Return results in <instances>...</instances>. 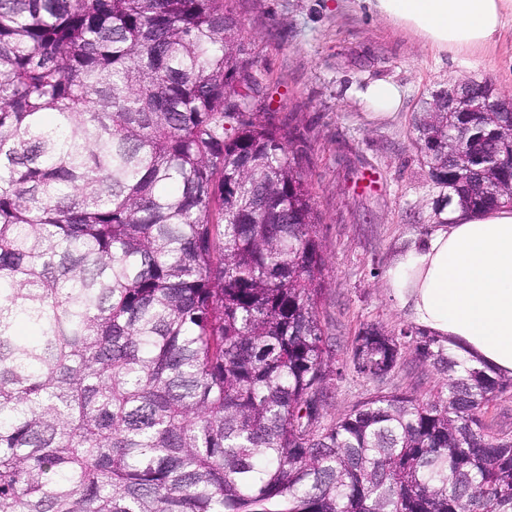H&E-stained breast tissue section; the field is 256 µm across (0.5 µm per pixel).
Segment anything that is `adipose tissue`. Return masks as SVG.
<instances>
[{
	"label": "adipose tissue",
	"instance_id": "adipose-tissue-1",
	"mask_svg": "<svg viewBox=\"0 0 512 512\" xmlns=\"http://www.w3.org/2000/svg\"><path fill=\"white\" fill-rule=\"evenodd\" d=\"M437 51L476 65L507 24L512 0H359ZM384 119L403 91L378 79L360 94ZM386 285L413 323L488 372L512 377V208L456 210L390 263Z\"/></svg>",
	"mask_w": 512,
	"mask_h": 512
}]
</instances>
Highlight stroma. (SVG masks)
I'll return each instance as SVG.
<instances>
[{
    "label": "stroma",
    "instance_id": "stroma-1",
    "mask_svg": "<svg viewBox=\"0 0 512 512\" xmlns=\"http://www.w3.org/2000/svg\"><path fill=\"white\" fill-rule=\"evenodd\" d=\"M253 71L307 152L303 173L319 216L326 290L319 306L340 375L329 384V414L347 413L378 386L349 356L364 325L409 326L385 274L394 254L436 224L440 190L415 145L412 116L451 81H487L512 98V30L472 67L452 63L355 0H230ZM388 79L405 91L401 110L372 118L354 89ZM436 372L406 358L387 390L427 397Z\"/></svg>",
    "mask_w": 512,
    "mask_h": 512
}]
</instances>
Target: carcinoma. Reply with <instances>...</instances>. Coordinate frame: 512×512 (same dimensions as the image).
Returning a JSON list of instances; mask_svg holds the SVG:
<instances>
[{"instance_id":"1","label":"carcinoma","mask_w":512,"mask_h":512,"mask_svg":"<svg viewBox=\"0 0 512 512\" xmlns=\"http://www.w3.org/2000/svg\"><path fill=\"white\" fill-rule=\"evenodd\" d=\"M228 0H0V512H512V378L417 327L443 374L327 418L301 140L248 77ZM512 112L415 117L452 206H512ZM484 419L493 432L512 434V389L498 396L488 406Z\"/></svg>"}]
</instances>
